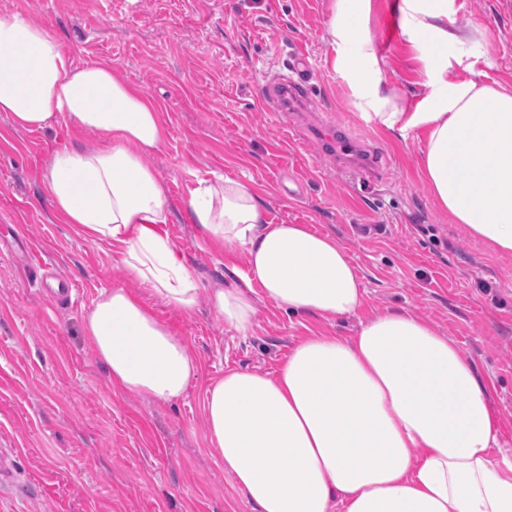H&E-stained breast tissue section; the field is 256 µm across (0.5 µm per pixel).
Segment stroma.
<instances>
[{
	"label": "stroma",
	"mask_w": 512,
	"mask_h": 512,
	"mask_svg": "<svg viewBox=\"0 0 512 512\" xmlns=\"http://www.w3.org/2000/svg\"><path fill=\"white\" fill-rule=\"evenodd\" d=\"M333 0H0L46 27L76 61L112 63L158 106L166 146L148 163L166 185L172 244L202 287L232 286L245 257L202 239L184 202L197 179L251 178L276 224L336 237L366 294L351 317L288 316L264 296L247 335L206 302L182 314L146 302L180 336L198 371L173 403L113 389L83 330L99 292L125 285L116 249L52 217L45 162L96 132L69 122L27 132L0 112V450L14 481L0 512H254L207 445L204 391L232 368L273 371L300 339L354 335L361 322L406 309L452 336L485 382L512 454V255L493 253L452 223L430 194L422 128L398 134L367 118L335 67L326 29ZM397 0H370L363 28L387 90L419 112L430 59L402 33ZM448 28L464 51L448 53L449 80L512 90V0H448ZM311 66L315 110L364 145L369 165L344 185L320 153L305 116L268 110L255 83ZM77 303L55 300L61 282Z\"/></svg>",
	"instance_id": "stroma-1"
}]
</instances>
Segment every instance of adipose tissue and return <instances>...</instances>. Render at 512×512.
<instances>
[{"instance_id":"1","label":"adipose tissue","mask_w":512,"mask_h":512,"mask_svg":"<svg viewBox=\"0 0 512 512\" xmlns=\"http://www.w3.org/2000/svg\"><path fill=\"white\" fill-rule=\"evenodd\" d=\"M370 0H335L327 29L338 71L391 131L426 130L427 185L453 223L512 254V93L451 81L448 0H399L403 33L434 59L423 111L386 90L361 34ZM0 112L29 132L68 120L100 133L45 164L55 213L91 242L115 247L125 278L179 312L206 297L239 333L252 330L256 293L288 315L342 317L366 289L345 249L305 224L269 221L251 181L197 180L188 195L199 235L243 251L231 287L201 289L172 244L165 186L147 157L165 145L162 115L104 61L75 63L23 14H0ZM115 388L171 403L197 372L181 337L142 295L101 290L83 316ZM206 438L255 512H512V458L495 455L499 428L472 360L451 336L401 309L356 335L319 334L292 347L274 374L230 369L205 390Z\"/></svg>"}]
</instances>
